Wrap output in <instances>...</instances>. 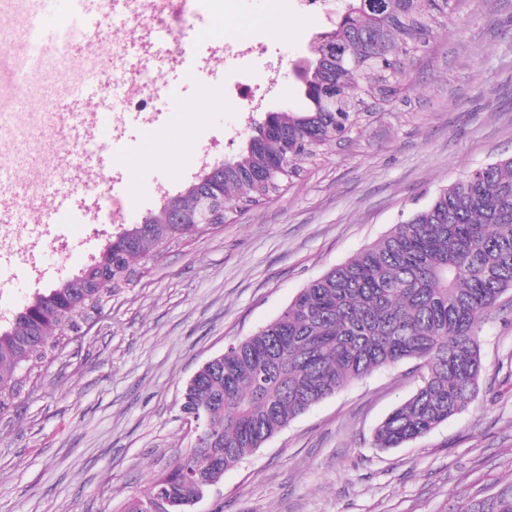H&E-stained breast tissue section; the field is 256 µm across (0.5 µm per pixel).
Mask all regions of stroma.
I'll return each mask as SVG.
<instances>
[{
  "instance_id": "1",
  "label": "stroma",
  "mask_w": 512,
  "mask_h": 512,
  "mask_svg": "<svg viewBox=\"0 0 512 512\" xmlns=\"http://www.w3.org/2000/svg\"><path fill=\"white\" fill-rule=\"evenodd\" d=\"M295 0H228L220 37L287 50L263 110H302L290 69L328 20ZM178 69L152 125L130 120L103 159L125 189L120 219L73 224L36 279L0 291V309L79 273L122 225L195 181L199 156L245 145L228 112L235 80ZM512 157V0H457L408 63L386 110L304 161L272 198L227 205L221 228L170 245L59 350L35 390L0 417V512H122L193 447L185 385L225 347L275 319L312 280L383 237L470 169ZM476 399L424 437L374 444L376 427L420 383L406 360L315 404L225 470L190 512H452L512 485V291L479 332Z\"/></svg>"
}]
</instances>
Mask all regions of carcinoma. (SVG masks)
I'll return each instance as SVG.
<instances>
[{"label":"carcinoma","instance_id":"obj_1","mask_svg":"<svg viewBox=\"0 0 512 512\" xmlns=\"http://www.w3.org/2000/svg\"><path fill=\"white\" fill-rule=\"evenodd\" d=\"M450 0H345L301 65L300 112H268L246 146L205 170L183 197L182 224H129L89 265L35 292L0 322V416L37 385L55 352L84 333L133 282L150 251L224 223H197L196 200L268 199L298 175L297 162L337 142L397 92L406 60L448 18ZM512 290V158L465 173L373 245L311 281L273 321L212 358L182 392L201 440L154 478L126 512L162 494L186 512L224 470L264 446L314 404L405 360L425 370L415 393L379 425L375 444L398 448L473 403L483 373L479 328ZM454 512H512V487Z\"/></svg>","mask_w":512,"mask_h":512}]
</instances>
